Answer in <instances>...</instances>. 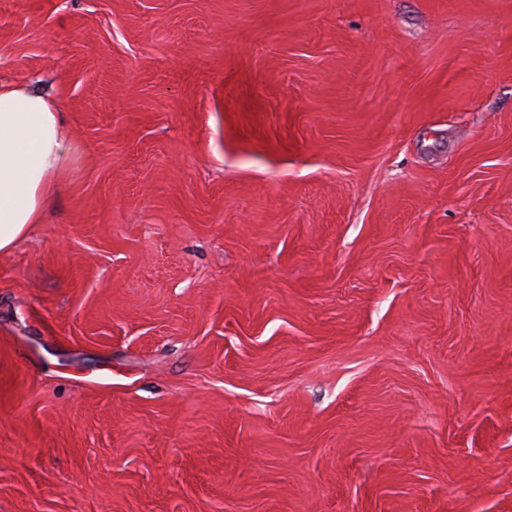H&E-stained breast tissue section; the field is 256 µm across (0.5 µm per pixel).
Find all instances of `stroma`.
<instances>
[{
	"label": "stroma",
	"mask_w": 512,
	"mask_h": 512,
	"mask_svg": "<svg viewBox=\"0 0 512 512\" xmlns=\"http://www.w3.org/2000/svg\"><path fill=\"white\" fill-rule=\"evenodd\" d=\"M0 82V512H512V0H0ZM61 113L35 88L0 83V253L41 224L66 188L76 146Z\"/></svg>",
	"instance_id": "35a3bbf8"
}]
</instances>
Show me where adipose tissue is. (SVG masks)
Returning a JSON list of instances; mask_svg holds the SVG:
<instances>
[{"instance_id":"1","label":"adipose tissue","mask_w":512,"mask_h":512,"mask_svg":"<svg viewBox=\"0 0 512 512\" xmlns=\"http://www.w3.org/2000/svg\"><path fill=\"white\" fill-rule=\"evenodd\" d=\"M75 153L53 99L29 86L0 83V253L42 222L66 188Z\"/></svg>"}]
</instances>
